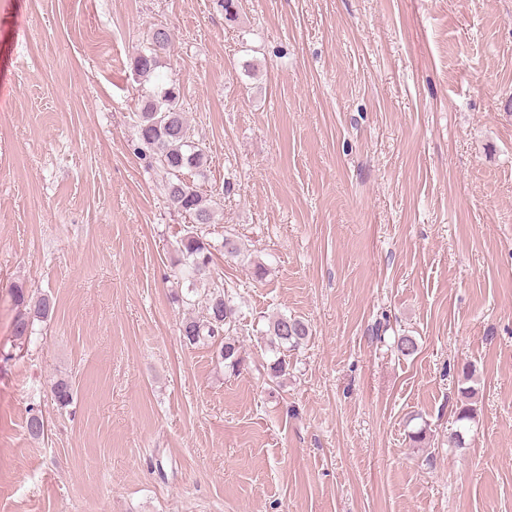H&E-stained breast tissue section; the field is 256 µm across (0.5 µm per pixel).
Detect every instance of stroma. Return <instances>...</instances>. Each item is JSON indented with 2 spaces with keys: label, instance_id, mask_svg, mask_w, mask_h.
<instances>
[{
  "label": "stroma",
  "instance_id": "obj_1",
  "mask_svg": "<svg viewBox=\"0 0 512 512\" xmlns=\"http://www.w3.org/2000/svg\"><path fill=\"white\" fill-rule=\"evenodd\" d=\"M157 25L237 375L179 336L206 292L173 299L189 218L138 151ZM15 283L54 310L7 360ZM279 314L311 335L273 379ZM0 512H512V0H0ZM475 370L472 366H467L462 369L461 385L458 389L459 392V406L456 407V422L459 425L455 430L448 432V445L452 448H461L465 445V436L470 431V424L475 422L477 409L473 405L475 397V388L472 386H463L464 384L472 381ZM456 432V434H455ZM462 435L460 436L459 433Z\"/></svg>",
  "mask_w": 512,
  "mask_h": 512
}]
</instances>
